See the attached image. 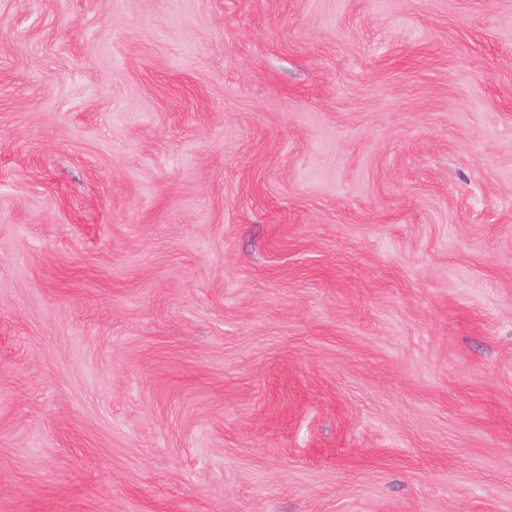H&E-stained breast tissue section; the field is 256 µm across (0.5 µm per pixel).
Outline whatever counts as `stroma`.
Instances as JSON below:
<instances>
[{"label": "stroma", "mask_w": 512, "mask_h": 512, "mask_svg": "<svg viewBox=\"0 0 512 512\" xmlns=\"http://www.w3.org/2000/svg\"><path fill=\"white\" fill-rule=\"evenodd\" d=\"M0 512H512V0H0Z\"/></svg>", "instance_id": "stroma-1"}]
</instances>
